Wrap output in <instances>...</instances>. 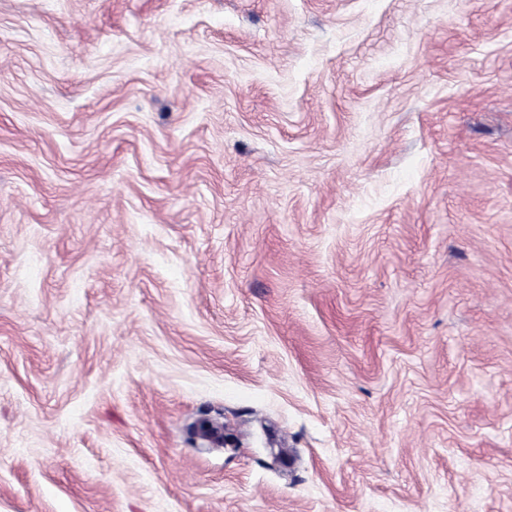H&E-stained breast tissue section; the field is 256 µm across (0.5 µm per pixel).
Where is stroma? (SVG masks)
<instances>
[{"label": "stroma", "mask_w": 512, "mask_h": 512, "mask_svg": "<svg viewBox=\"0 0 512 512\" xmlns=\"http://www.w3.org/2000/svg\"><path fill=\"white\" fill-rule=\"evenodd\" d=\"M0 512H512V0H0Z\"/></svg>", "instance_id": "35a3bbf8"}]
</instances>
